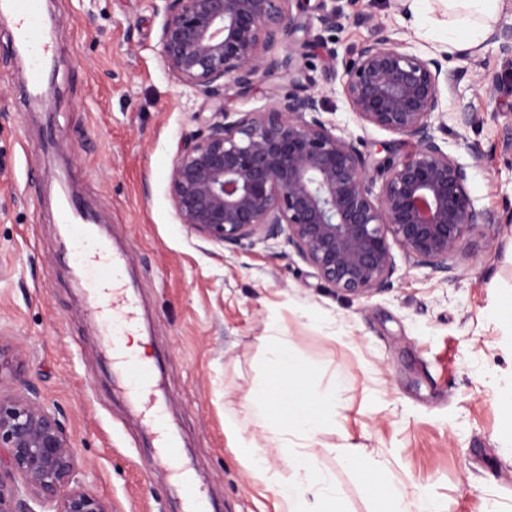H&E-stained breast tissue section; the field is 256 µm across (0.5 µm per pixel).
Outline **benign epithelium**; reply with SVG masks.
<instances>
[{
	"instance_id": "benign-epithelium-1",
	"label": "benign epithelium",
	"mask_w": 512,
	"mask_h": 512,
	"mask_svg": "<svg viewBox=\"0 0 512 512\" xmlns=\"http://www.w3.org/2000/svg\"><path fill=\"white\" fill-rule=\"evenodd\" d=\"M161 54L170 74L213 108L179 145L169 197L179 223L233 251L285 237L316 276L366 298L392 287V245L414 267L448 273L467 232L496 218L475 209L468 168L434 135L442 92L454 76L437 57L402 49L384 27L342 61L343 93L365 124L413 141L385 158L375 177L357 141L321 118L323 99L298 89L295 52L275 47L311 21L286 16L291 0H162ZM339 6L317 16L337 30ZM261 71H279L292 90L266 112L224 111V80L245 95ZM58 411L32 387L0 393V512H112L89 489Z\"/></svg>"
}]
</instances>
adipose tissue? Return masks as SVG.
<instances>
[{
  "label": "adipose tissue",
  "instance_id": "ef3b65f1",
  "mask_svg": "<svg viewBox=\"0 0 512 512\" xmlns=\"http://www.w3.org/2000/svg\"><path fill=\"white\" fill-rule=\"evenodd\" d=\"M448 12V46L469 51L480 45L501 13L512 8V0H445ZM274 379L265 383L246 402L257 426L271 433L269 451L256 447L236 423H229L228 433L235 439L236 453L244 460L253 477L271 487L284 512H319L317 505L332 493V479L316 471L297 450V442L323 429L336 413L338 385L326 392L309 395L292 387L288 377L295 368L287 349L272 344L266 359ZM278 456L302 472L299 481L280 478L270 465V456Z\"/></svg>",
  "mask_w": 512,
  "mask_h": 512
}]
</instances>
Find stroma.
Returning a JSON list of instances; mask_svg holds the SVG:
<instances>
[{"instance_id": "obj_1", "label": "stroma", "mask_w": 512, "mask_h": 512, "mask_svg": "<svg viewBox=\"0 0 512 512\" xmlns=\"http://www.w3.org/2000/svg\"><path fill=\"white\" fill-rule=\"evenodd\" d=\"M53 19L54 93L33 105L13 52V17L0 15V343L20 351V373L56 407L84 478L112 512H172L180 486L158 463L144 413L113 385L105 328L88 317L83 266L59 224L56 193L81 200L113 250L143 326L158 405L178 438L183 472L204 489V512H278L226 433L235 421L262 447L271 436L245 403L263 380L272 341L287 344L297 384L342 388L334 420L303 453L333 474L331 512H374L381 478L408 512H512V12L470 54H448L441 0H340L341 29L313 28L300 60L322 117L360 144L370 163L406 157L405 137L364 124L343 94L344 56L384 25L409 52L443 56L456 92L435 134L469 164V195L493 224L475 226L452 272L415 268L395 251L393 286L345 296L316 278L284 239L236 253L179 224L169 174L184 137L210 117L166 69L160 0H42ZM279 73L254 91L224 88L229 112H264L287 92ZM472 121L461 126L460 109ZM358 455L359 468L344 459Z\"/></svg>"}]
</instances>
